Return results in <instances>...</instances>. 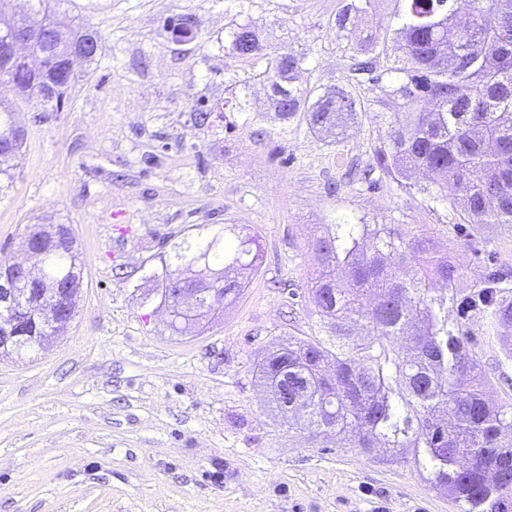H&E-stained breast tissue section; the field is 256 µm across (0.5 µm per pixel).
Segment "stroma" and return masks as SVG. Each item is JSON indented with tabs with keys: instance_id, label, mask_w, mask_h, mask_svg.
Here are the masks:
<instances>
[{
	"instance_id": "1",
	"label": "stroma",
	"mask_w": 512,
	"mask_h": 512,
	"mask_svg": "<svg viewBox=\"0 0 512 512\" xmlns=\"http://www.w3.org/2000/svg\"><path fill=\"white\" fill-rule=\"evenodd\" d=\"M354 5L347 29L338 15ZM72 27L97 31L63 111L18 105L26 137L0 181V256L23 258L27 226L70 225L84 261L75 316L54 343L0 357V512H459L413 467L274 419L253 365L289 332L317 335L307 298L318 224L429 230L483 274L512 263V233L472 240L461 207L376 166L396 102L390 37L404 0H67ZM187 22L190 39L173 31ZM250 25L268 52L304 62L295 85L356 101L347 134L303 116L280 124L261 77L266 55L226 52ZM376 68L352 77L359 45ZM208 111L205 125L195 110ZM245 224L260 269L243 294L178 336L150 272L181 230ZM472 329L494 399L512 395L498 337Z\"/></svg>"
}]
</instances>
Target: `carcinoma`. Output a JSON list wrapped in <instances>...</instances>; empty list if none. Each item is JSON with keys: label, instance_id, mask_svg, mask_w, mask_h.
<instances>
[{"label": "carcinoma", "instance_id": "carcinoma-1", "mask_svg": "<svg viewBox=\"0 0 512 512\" xmlns=\"http://www.w3.org/2000/svg\"><path fill=\"white\" fill-rule=\"evenodd\" d=\"M29 13L9 15L0 0V43L17 26H50L59 36L36 42L39 64L25 57L0 74L20 100L38 99L58 112L74 82L54 81L74 42L88 31H67L43 17L44 0H28ZM469 19L468 30L455 18ZM395 39L404 79L394 88L401 110L385 112L377 167L396 180L424 171L420 191L435 201L461 204L469 236L494 226L512 230V0H406ZM228 50L240 58L262 47L248 25L233 33ZM302 59L274 51L263 71L283 123L305 113L309 129L330 135L355 111L344 90L311 103L294 86ZM14 109L0 108V176H11L23 142L15 139ZM317 267L308 299L320 316L319 336L283 338L255 366L270 393L288 380V407L271 400L281 419L312 435L333 437L369 454L389 448V462L413 463L430 487L460 512H508L512 507V400L486 396L488 374L472 344L470 321L488 336L512 332V265L493 263L465 288L462 268L435 235L402 232L396 224H318L310 242ZM173 262L159 276L171 327L197 335L198 320L236 300L246 282L229 276L259 269L258 236L228 224L173 243ZM77 250H50L39 261L38 282L50 288L83 277ZM202 288L193 308L178 290ZM65 325L43 321L22 329L24 338L0 349L16 355L38 346L36 337L60 336Z\"/></svg>", "mask_w": 512, "mask_h": 512}]
</instances>
